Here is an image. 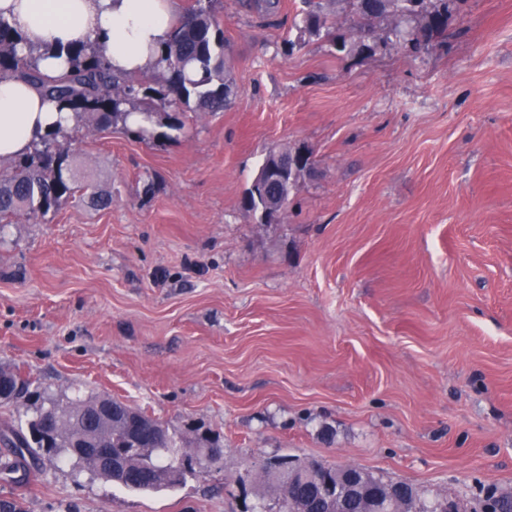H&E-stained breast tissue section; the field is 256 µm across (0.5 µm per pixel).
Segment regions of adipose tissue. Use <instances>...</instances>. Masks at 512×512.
Listing matches in <instances>:
<instances>
[{
  "label": "adipose tissue",
  "instance_id": "1",
  "mask_svg": "<svg viewBox=\"0 0 512 512\" xmlns=\"http://www.w3.org/2000/svg\"><path fill=\"white\" fill-rule=\"evenodd\" d=\"M175 0H0V17L32 46L52 52L40 61L50 77L64 62L54 52L86 38L99 40L113 68L137 73L157 61L171 33ZM74 121L31 84L0 79V157H18L35 142Z\"/></svg>",
  "mask_w": 512,
  "mask_h": 512
}]
</instances>
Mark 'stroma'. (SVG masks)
Here are the masks:
<instances>
[{
  "label": "stroma",
  "mask_w": 512,
  "mask_h": 512,
  "mask_svg": "<svg viewBox=\"0 0 512 512\" xmlns=\"http://www.w3.org/2000/svg\"><path fill=\"white\" fill-rule=\"evenodd\" d=\"M302 0L214 9L230 104L157 112L137 137L80 121L56 138L82 198L0 230V402L104 394L224 438L220 464L136 493L39 456L0 500L24 512H240L265 462L354 464L471 512L512 494V0H461L416 52L371 23L337 57ZM310 169L282 223L241 200L269 152ZM29 385L28 380L24 379L17 371L0 367V399L18 402L25 397Z\"/></svg>",
  "instance_id": "stroma-1"
}]
</instances>
